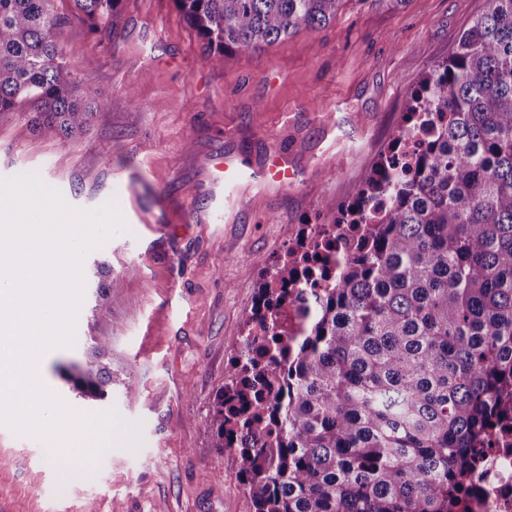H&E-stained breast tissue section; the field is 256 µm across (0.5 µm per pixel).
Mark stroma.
I'll return each instance as SVG.
<instances>
[{"instance_id": "stroma-1", "label": "stroma", "mask_w": 512, "mask_h": 512, "mask_svg": "<svg viewBox=\"0 0 512 512\" xmlns=\"http://www.w3.org/2000/svg\"><path fill=\"white\" fill-rule=\"evenodd\" d=\"M53 5L69 17L65 43L90 60L97 116L60 140L0 113V177L38 174L84 210L116 200L127 229L85 257L75 344L46 353L40 378L74 409L141 423L142 444L71 475L40 441L0 425V512H254L207 426L254 286L304 225L333 222L328 201L357 196L411 91L486 0H344L326 28L220 66L173 0H123L102 43L71 0ZM272 149L298 170L292 185L243 189L222 223H188L208 204L214 156L258 165ZM101 266L121 279L104 298ZM95 336L110 343L112 394L91 403L65 370L85 366Z\"/></svg>"}]
</instances>
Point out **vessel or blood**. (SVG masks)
<instances>
[{
    "instance_id": "obj_1",
    "label": "vessel or blood",
    "mask_w": 512,
    "mask_h": 512,
    "mask_svg": "<svg viewBox=\"0 0 512 512\" xmlns=\"http://www.w3.org/2000/svg\"><path fill=\"white\" fill-rule=\"evenodd\" d=\"M294 174L280 151H270L262 166L251 165L245 158L224 153L215 157L209 174L210 187L237 188L242 181H255L264 185L286 184Z\"/></svg>"
}]
</instances>
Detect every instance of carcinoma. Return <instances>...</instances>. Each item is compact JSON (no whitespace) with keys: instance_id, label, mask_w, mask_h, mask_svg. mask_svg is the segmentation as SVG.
<instances>
[{"instance_id":"cac0c4a2","label":"carcinoma","mask_w":512,"mask_h":512,"mask_svg":"<svg viewBox=\"0 0 512 512\" xmlns=\"http://www.w3.org/2000/svg\"><path fill=\"white\" fill-rule=\"evenodd\" d=\"M103 42L122 0H73ZM342 0H174L204 59L224 64L328 26ZM53 0H0V112L41 136L87 130L96 90L67 61ZM337 224H361L357 256L308 270L307 328L290 345L235 352L208 425L254 512H460L462 490L512 401V0L487 8L410 98L404 125ZM296 260L255 285L288 300ZM70 376L97 401L100 361Z\"/></svg>"}]
</instances>
